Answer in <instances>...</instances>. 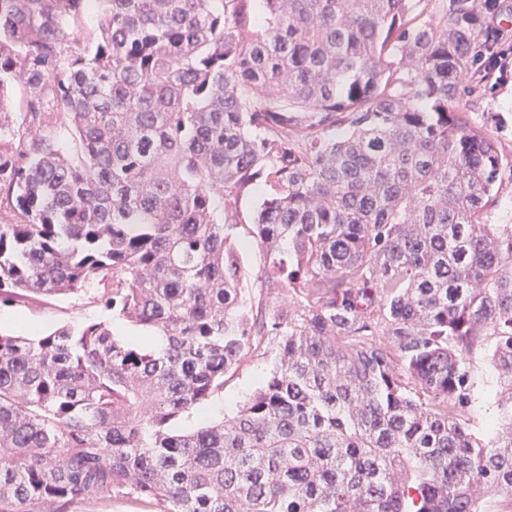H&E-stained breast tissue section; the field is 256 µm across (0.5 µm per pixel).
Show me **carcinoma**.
Here are the masks:
<instances>
[{
    "mask_svg": "<svg viewBox=\"0 0 512 512\" xmlns=\"http://www.w3.org/2000/svg\"><path fill=\"white\" fill-rule=\"evenodd\" d=\"M441 2L99 0L86 46L85 0H0V113L18 79L42 126L0 131V307L91 290L107 315L0 335V512L512 507V224L489 222L512 153L458 106L483 2ZM257 182L253 309L233 229ZM271 345L235 415L181 429ZM489 346L478 350L472 358L471 371L474 379V403L467 414L469 428L476 438L485 435L486 423L494 413L493 395L496 389V373L489 360ZM149 504L137 496L110 497L108 495L90 496L74 503L71 512H155Z\"/></svg>",
    "mask_w": 512,
    "mask_h": 512,
    "instance_id": "1",
    "label": "carcinoma"
}]
</instances>
